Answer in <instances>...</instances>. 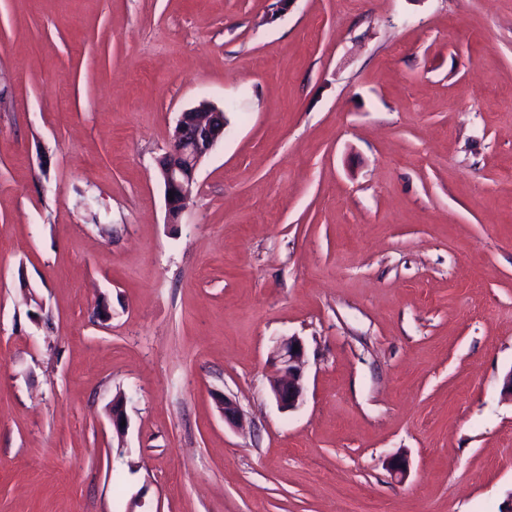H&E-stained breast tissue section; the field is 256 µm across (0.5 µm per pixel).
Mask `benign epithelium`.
<instances>
[{
  "label": "benign epithelium",
  "instance_id": "7a95c632",
  "mask_svg": "<svg viewBox=\"0 0 512 512\" xmlns=\"http://www.w3.org/2000/svg\"><path fill=\"white\" fill-rule=\"evenodd\" d=\"M225 129L224 111L208 101L203 100L181 112L169 151L159 161L165 192L173 193V199L166 200L171 223H178L193 195L195 172L207 153L224 139ZM273 360L278 369L271 383L272 394L281 408L294 410L302 404L305 393L306 349L303 342L296 336L288 337L275 349ZM222 412L225 423L233 427L243 425L244 414L235 400L224 398ZM124 420L123 402L117 399L112 404V429L120 437L128 428L122 424Z\"/></svg>",
  "mask_w": 512,
  "mask_h": 512
}]
</instances>
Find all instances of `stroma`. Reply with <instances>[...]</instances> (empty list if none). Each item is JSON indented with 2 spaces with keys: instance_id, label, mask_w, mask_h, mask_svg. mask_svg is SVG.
Returning a JSON list of instances; mask_svg holds the SVG:
<instances>
[{
  "instance_id": "35a3bbf8",
  "label": "stroma",
  "mask_w": 512,
  "mask_h": 512,
  "mask_svg": "<svg viewBox=\"0 0 512 512\" xmlns=\"http://www.w3.org/2000/svg\"><path fill=\"white\" fill-rule=\"evenodd\" d=\"M273 2L0 0V512L512 501V0ZM226 122L224 111L205 100L181 112L169 151L159 161L171 223H178L179 216L193 195L195 172L199 164L224 139ZM201 133L208 138L206 148L200 143ZM169 192L173 193V200H170ZM294 346H298V350H294ZM272 358L279 365L277 376L271 383L272 394L281 408L297 409L305 393V346L298 337H288L277 346Z\"/></svg>"
}]
</instances>
